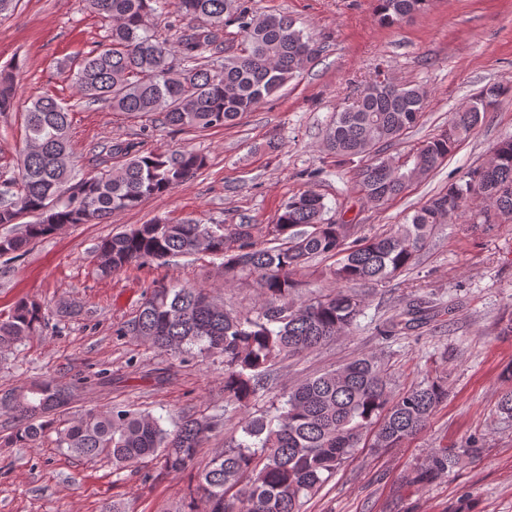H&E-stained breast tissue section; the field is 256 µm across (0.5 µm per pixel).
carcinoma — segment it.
I'll use <instances>...</instances> for the list:
<instances>
[{
    "label": "carcinoma",
    "instance_id": "obj_1",
    "mask_svg": "<svg viewBox=\"0 0 512 512\" xmlns=\"http://www.w3.org/2000/svg\"><path fill=\"white\" fill-rule=\"evenodd\" d=\"M425 0H378L380 21L394 25L413 17ZM107 22L103 39L68 65L87 104L102 103L128 115L157 114L180 130L206 131L234 124L243 114L277 94L320 52L312 36L280 14H258L250 0H88ZM171 5L198 21L177 45L159 37L150 19ZM237 27L241 53L214 55L218 31ZM180 62L173 63L174 56ZM375 69L353 102L340 107L326 129V149L359 161L355 178L364 197L382 206L426 177L483 120L512 86L491 83L452 115L448 126L422 141L409 158L387 153L414 126L428 101L420 87L378 80ZM14 70H0V114L14 105ZM25 145L18 177L0 191V224L32 220L15 234L0 236V257L23 255L30 245L63 225L101 224L112 215L170 193L206 165L192 149L158 153L142 138L108 141L92 155L93 171L79 176L70 153V109L45 94L26 109ZM119 158L117 166L108 161ZM480 198L485 206L467 204ZM321 194L310 189L293 196L275 222L202 224L186 218L156 220L121 231L97 246L108 277L133 264L144 266L178 255L207 252L223 260L224 279L255 277L260 308L230 312L203 288L156 282L127 333L173 356L224 358V408L245 411L271 389L269 367L278 357L312 351L341 335L362 313L354 288L389 281L409 269L438 224L459 221L472 232L489 228L476 215L512 218V138L499 141L489 161L465 172L431 196L403 223L372 236L354 224L324 218ZM318 256L335 259L336 287L293 301V275ZM423 302L399 308L381 329L385 336L410 331L428 319ZM46 327L45 309L33 299L19 301L0 320V355ZM448 392L442 379L394 397L388 378L373 357L355 358L279 394L271 415L249 417L245 439L224 445L195 474L187 512H303L304 503L365 441L368 447L401 448L429 423ZM69 389L48 378L0 394V411L17 420L3 439L7 447L29 448L56 434V445L77 458L112 459L121 472L156 460L158 479L194 468L200 448L216 428L209 418L185 413L171 429L149 413L113 408L90 412L64 427L53 415L68 405ZM458 455L437 449L416 469L420 479L447 471Z\"/></svg>",
    "mask_w": 512,
    "mask_h": 512
}]
</instances>
